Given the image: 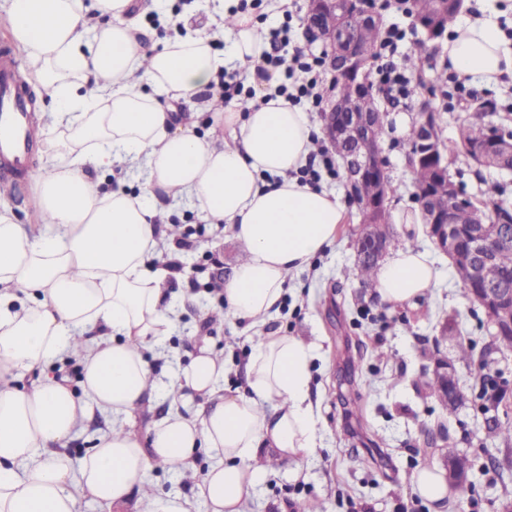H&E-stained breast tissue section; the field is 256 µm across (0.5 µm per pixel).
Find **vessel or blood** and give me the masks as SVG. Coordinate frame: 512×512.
<instances>
[{"label":"vessel or blood","instance_id":"vessel-or-blood-1","mask_svg":"<svg viewBox=\"0 0 512 512\" xmlns=\"http://www.w3.org/2000/svg\"><path fill=\"white\" fill-rule=\"evenodd\" d=\"M37 130L31 121L25 83L14 52L0 51V193H10L11 172L27 167Z\"/></svg>","mask_w":512,"mask_h":512}]
</instances>
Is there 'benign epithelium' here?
Returning a JSON list of instances; mask_svg holds the SVG:
<instances>
[{
    "mask_svg": "<svg viewBox=\"0 0 512 512\" xmlns=\"http://www.w3.org/2000/svg\"><path fill=\"white\" fill-rule=\"evenodd\" d=\"M352 11L362 12V18L376 24L378 19L365 7L363 0H310L306 33L330 46L329 64L338 81L348 91L334 96L323 110L325 133L329 141L342 150L345 160L346 182L355 189L367 179L379 183L375 198L358 203L361 228L356 239V254L363 260L379 261L385 253L383 237L378 232L379 218L386 211L385 162L380 145L373 138L374 130L382 121L383 113L360 111V105L369 92L362 68L370 51L360 39L359 28L346 21ZM420 136L416 144L417 161H434L439 152L437 115L423 105L418 115ZM475 156L486 165H497L512 157V137L496 134L489 142L474 147ZM423 213L428 234L435 247L470 273L469 287L473 300L483 309L493 327V339L512 337V275L500 283H489L482 277V268L490 262L496 248L512 243V208L499 210L497 223L484 224L479 212L470 208L471 224H457L451 216L450 204L463 199L453 181H448V201L442 202L428 189L415 196ZM433 378L442 391L443 402L453 404L464 396L460 388L456 366L446 359L435 361ZM512 406L507 391L500 389L489 398V407L495 414L484 419L490 428L499 421L497 411ZM442 466L448 482L454 486L467 483L470 463L466 455L458 453L442 457Z\"/></svg>",
    "mask_w": 512,
    "mask_h": 512,
    "instance_id": "7a95c632",
    "label": "benign epithelium"
}]
</instances>
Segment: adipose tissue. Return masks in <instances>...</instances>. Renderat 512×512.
<instances>
[{
	"label": "adipose tissue",
	"mask_w": 512,
	"mask_h": 512,
	"mask_svg": "<svg viewBox=\"0 0 512 512\" xmlns=\"http://www.w3.org/2000/svg\"><path fill=\"white\" fill-rule=\"evenodd\" d=\"M100 21L89 24L88 11ZM161 0H0L24 77L49 102L45 162L31 174L30 224L0 208V512H80L82 501L142 512H244L263 472L260 455L299 462L319 445L310 345L267 330L290 275L336 241L346 221L343 189L297 173L323 134L320 122L275 93L278 69H261L268 29L239 0L215 13L223 51L207 29L182 18L162 47L146 46L144 21ZM459 77L498 86L512 74V41L493 16L452 23L440 47ZM242 70L248 104L219 105L207 91L220 71ZM192 114H177L176 103ZM213 122L198 134L196 113ZM135 171L138 193H103L97 174ZM188 202L207 224L227 225L241 248L224 284V315L242 324L253 352L245 390L224 389V358L208 345L168 373L167 386L193 411L172 407L147 432L129 419L156 381L147 350L180 325L158 217L168 200ZM439 271L423 251L390 249L373 271L381 304L411 308ZM82 365L81 394L51 374L63 357ZM33 376L31 387L18 382ZM112 424L83 456L67 445L94 411ZM213 456L194 494L146 497L157 467Z\"/></svg>",
	"instance_id": "ef3b65f1"
}]
</instances>
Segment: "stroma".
Listing matches in <instances>:
<instances>
[{"label": "stroma", "mask_w": 512, "mask_h": 512, "mask_svg": "<svg viewBox=\"0 0 512 512\" xmlns=\"http://www.w3.org/2000/svg\"><path fill=\"white\" fill-rule=\"evenodd\" d=\"M381 17L384 27L406 29L396 60L403 64L408 56H417L416 75L426 86L425 92L403 101L400 111L415 113L422 101H431L443 140L454 141L467 114L448 105L447 85L440 79L447 67L439 51L418 53L421 33L408 14L385 10ZM382 145L395 189L390 211L416 210L407 139L391 132L384 134ZM448 165L464 197H491L512 205V174L477 166L462 155L449 156ZM346 208L347 220L336 243L309 269L289 277L285 303L267 324L268 329L301 337L314 350L312 387L320 400L321 446L296 465L270 466L258 458L263 477L245 512H293L301 500L316 502L320 512H437L435 503L413 494L410 477L420 467H439L442 451L423 445L422 432L440 422L448 427L449 446L472 462L467 485L450 487L446 512H500L503 502L512 501V463H506L484 429L481 370L458 358L459 347H469L477 356L492 340L482 308L466 296L452 262L434 248L421 224L401 226L397 232L434 260L441 272L437 285L416 308L380 305L346 276L355 265L359 222L354 201H347ZM163 219L178 224L195 245L186 260V276L195 285L179 291L181 325L163 354L169 362L183 361L194 346L210 342L224 354L225 388H239L252 346L239 327L221 319L223 302L204 289L211 278L228 279L239 248L228 230L201 222L186 203L169 207ZM449 318L456 330L447 343L436 344ZM438 353L455 361L466 394L452 414L421 388ZM209 461L203 451L192 469H154L145 490L153 497L189 492Z\"/></svg>", "instance_id": "stroma-1"}]
</instances>
